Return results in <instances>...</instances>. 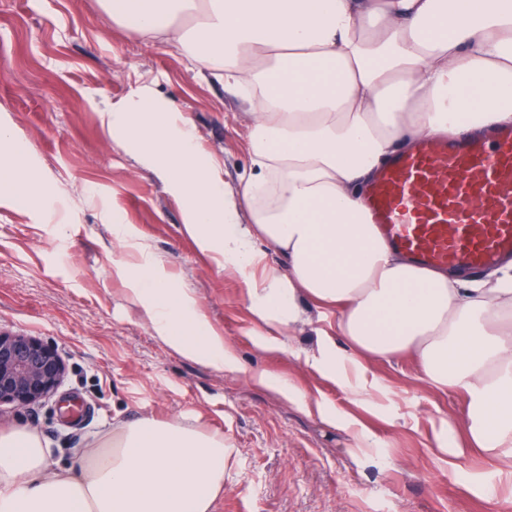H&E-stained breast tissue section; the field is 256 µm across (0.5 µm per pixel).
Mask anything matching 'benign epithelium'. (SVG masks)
I'll use <instances>...</instances> for the list:
<instances>
[{"label":"benign epithelium","mask_w":512,"mask_h":512,"mask_svg":"<svg viewBox=\"0 0 512 512\" xmlns=\"http://www.w3.org/2000/svg\"><path fill=\"white\" fill-rule=\"evenodd\" d=\"M64 373L55 347L33 336L0 331V405L39 404L58 390Z\"/></svg>","instance_id":"7a95c632"}]
</instances>
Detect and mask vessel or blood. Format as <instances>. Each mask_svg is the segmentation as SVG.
<instances>
[{
  "mask_svg": "<svg viewBox=\"0 0 512 512\" xmlns=\"http://www.w3.org/2000/svg\"><path fill=\"white\" fill-rule=\"evenodd\" d=\"M375 224L421 264L470 271L512 255V128L420 140L369 185Z\"/></svg>",
  "mask_w": 512,
  "mask_h": 512,
  "instance_id": "vessel-or-blood-1",
  "label": "vessel or blood"
}]
</instances>
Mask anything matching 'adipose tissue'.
I'll return each mask as SVG.
<instances>
[{
  "instance_id": "obj_1",
  "label": "adipose tissue",
  "mask_w": 512,
  "mask_h": 512,
  "mask_svg": "<svg viewBox=\"0 0 512 512\" xmlns=\"http://www.w3.org/2000/svg\"><path fill=\"white\" fill-rule=\"evenodd\" d=\"M114 23L180 50L250 109L253 166L227 189L194 126L145 85L101 110L184 208L198 248L241 277L260 324L291 328L298 296L340 312L308 363L352 372L365 401L370 365L411 355L439 391H464L462 424L442 422L440 454L471 446L512 469V260L468 283L392 249L368 214L364 186L398 149L512 126V0H98ZM28 150L0 116V208L48 204ZM114 234L136 260L116 274L155 334L215 369L236 360L120 212ZM286 271H253L264 248ZM349 355L336 353L337 339ZM33 429L0 432V512H215L224 439L178 420L119 422L76 463L50 465Z\"/></svg>"
}]
</instances>
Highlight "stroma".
<instances>
[{
    "label": "stroma",
    "instance_id": "stroma-1",
    "mask_svg": "<svg viewBox=\"0 0 512 512\" xmlns=\"http://www.w3.org/2000/svg\"><path fill=\"white\" fill-rule=\"evenodd\" d=\"M138 83L194 123L226 186L237 188L251 166L250 117L222 78L199 76L180 51L119 28L97 0H0V115L68 210L58 224L0 208V329L40 338L65 364L41 405H0V429L36 430L52 464L66 466L113 418L182 420L224 438L217 512H499L485 492L512 499V475L487 457L456 461L436 449L441 419L461 422L463 395L438 392L404 356L372 364L378 387L358 406L340 380L305 362L320 332L335 331V314L321 316L304 297L305 319L289 331L255 320L243 281L200 251L182 203L100 121ZM116 210L192 293L234 369L172 350L127 299L114 271L129 256L112 233ZM260 373L354 428L260 385ZM360 431L370 439L362 448Z\"/></svg>",
    "mask_w": 512,
    "mask_h": 512
}]
</instances>
